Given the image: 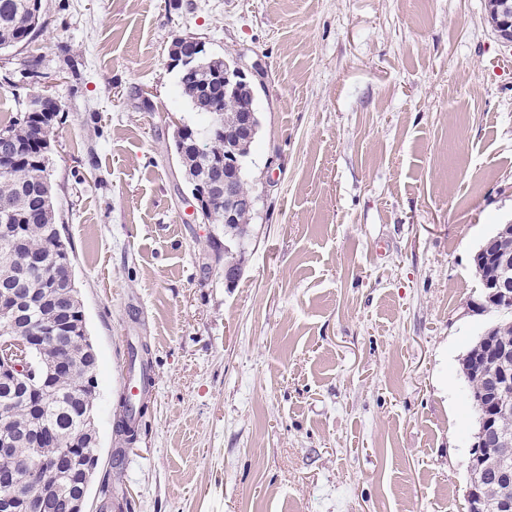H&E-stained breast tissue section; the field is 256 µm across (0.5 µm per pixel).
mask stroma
Instances as JSON below:
<instances>
[{
  "label": "stroma",
  "instance_id": "stroma-1",
  "mask_svg": "<svg viewBox=\"0 0 512 512\" xmlns=\"http://www.w3.org/2000/svg\"><path fill=\"white\" fill-rule=\"evenodd\" d=\"M487 0H41L0 120L58 102L55 206L98 355L108 512H466L463 360L512 321L475 255L512 224V45ZM261 61L244 272L173 150L168 51ZM155 379L125 455L131 347ZM119 416L116 421V435L121 437L125 444H132L136 441L138 435L139 421L147 410L146 402L143 401L137 408H133L129 399L125 396L119 403ZM138 415L137 425L132 426L135 416Z\"/></svg>",
  "mask_w": 512,
  "mask_h": 512
}]
</instances>
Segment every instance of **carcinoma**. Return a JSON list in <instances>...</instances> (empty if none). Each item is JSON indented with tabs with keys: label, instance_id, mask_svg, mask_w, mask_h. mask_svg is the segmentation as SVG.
Masks as SVG:
<instances>
[{
	"label": "carcinoma",
	"instance_id": "obj_1",
	"mask_svg": "<svg viewBox=\"0 0 512 512\" xmlns=\"http://www.w3.org/2000/svg\"><path fill=\"white\" fill-rule=\"evenodd\" d=\"M41 27V0H0V51L15 48L28 42ZM207 66L198 70L181 67L179 86L182 95L193 108L203 114L218 106L223 112L224 125L236 126L243 112L253 106L255 87L247 82V89L235 96H224V63L211 61L200 55ZM55 118H48L31 109L19 118L0 127V152H8V161L0 166V201L12 203L7 211L0 210V289L20 288L10 312L16 328L25 332L31 326L55 318L53 301L73 306V314L66 333L70 340L71 366L51 377L48 394L42 398L43 407L36 411L24 402L27 386L0 381V411L10 413V420L3 430L15 437L11 457L13 462H34L42 456L56 455L70 444L86 446L90 453L98 452V445L88 440L93 433L91 419L83 416V408H93L91 390L85 387L93 377L97 364L87 360L85 341L87 322L81 321L79 301L74 280L54 277V269L64 262L73 261V251L60 242L57 213L53 204L52 174L50 173L49 147ZM191 133L178 136L175 149L185 168L191 189L208 176L210 159L224 155V138L215 135L207 140L206 151L198 152L184 147ZM240 195L249 201L241 207L239 223L224 225V242H240L249 236L254 217L255 196L247 179L239 184ZM31 256H40L43 264L28 268L22 284L13 278L14 270ZM472 347L463 362L469 388L480 391L487 388L489 368L485 360ZM146 403L134 407L128 398L119 403L116 435L125 444H132L138 435L135 417H143ZM52 425L57 441H45L34 447L31 436L46 425ZM46 485L56 487L63 496L77 492L74 477L61 471L51 476Z\"/></svg>",
	"mask_w": 512,
	"mask_h": 512
}]
</instances>
